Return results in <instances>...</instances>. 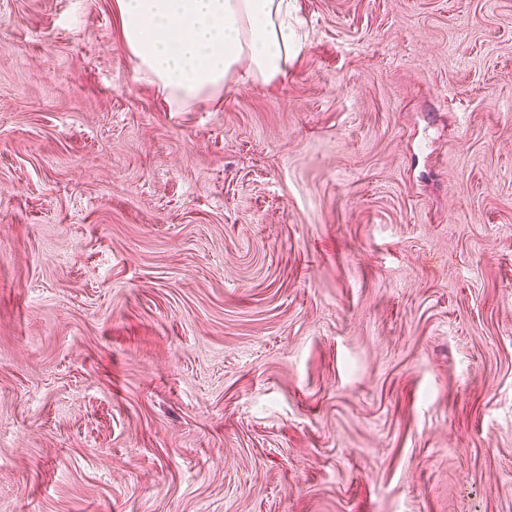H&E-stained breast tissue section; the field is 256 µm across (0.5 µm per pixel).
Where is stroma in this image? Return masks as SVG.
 <instances>
[{"instance_id":"obj_1","label":"stroma","mask_w":512,"mask_h":512,"mask_svg":"<svg viewBox=\"0 0 512 512\" xmlns=\"http://www.w3.org/2000/svg\"><path fill=\"white\" fill-rule=\"evenodd\" d=\"M113 2L0 0V512H512V0L186 112Z\"/></svg>"}]
</instances>
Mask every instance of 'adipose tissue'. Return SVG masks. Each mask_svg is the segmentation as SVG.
I'll return each mask as SVG.
<instances>
[{
  "instance_id": "1",
  "label": "adipose tissue",
  "mask_w": 512,
  "mask_h": 512,
  "mask_svg": "<svg viewBox=\"0 0 512 512\" xmlns=\"http://www.w3.org/2000/svg\"><path fill=\"white\" fill-rule=\"evenodd\" d=\"M139 79L176 112L236 82L286 76L302 44L292 0H115Z\"/></svg>"
}]
</instances>
